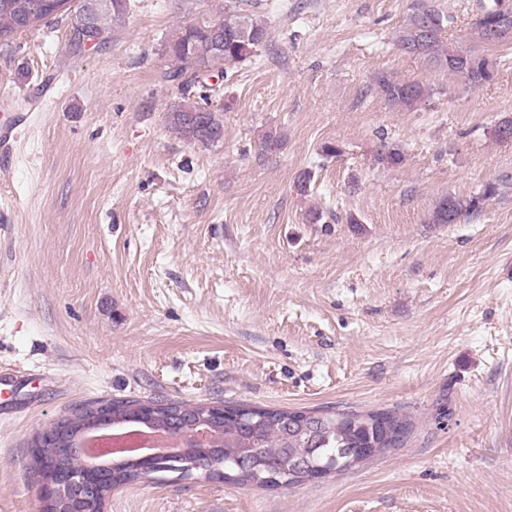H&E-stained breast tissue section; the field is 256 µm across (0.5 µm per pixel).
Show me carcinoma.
I'll list each match as a JSON object with an SVG mask.
<instances>
[{"instance_id":"obj_1","label":"carcinoma","mask_w":512,"mask_h":512,"mask_svg":"<svg viewBox=\"0 0 512 512\" xmlns=\"http://www.w3.org/2000/svg\"><path fill=\"white\" fill-rule=\"evenodd\" d=\"M128 0H110L109 9L98 14L90 11L91 0H0V44H9L15 37L52 20L68 19L66 53L79 59L85 55V41L95 42L102 48L112 41V28L124 21ZM512 24V0H481L473 22L475 39L496 46L491 39L492 30L501 24ZM456 18L438 8L432 0H412L395 41L405 53L423 60L432 67L459 78L471 88L485 87L498 73L499 61L463 48L447 40ZM270 28L261 16L238 9L217 20H202L180 28L163 45V51L173 63L169 78L183 80V84L206 87L201 70L227 66L251 60L260 47L269 41ZM378 93L391 106L413 108L431 96V87L403 81L379 71L373 76ZM167 124L182 139L204 146L215 145L224 139L223 109L210 102V95L194 97L186 90L180 100L170 105ZM499 194V184H486L469 197H442L430 212V224H454L479 212L484 201ZM100 418L122 423L137 419L156 430L168 429L176 414L190 411L195 422H207L224 434V444L215 448H190L185 457H206L215 469L211 478L239 485L270 487L281 483L286 487L320 478V467L343 472L351 467L361 448H395L404 445L413 429L410 420L394 413L368 411L343 413L324 411L295 412L291 409L264 408L252 405L237 406L224 421L217 423L208 418L210 405H188L172 401L157 406L151 415H136L142 400H103ZM96 402L82 405L58 424L66 429L56 438L44 440L30 449L29 469L52 484L63 482L73 470L95 478L91 467L81 456L71 452L87 425L88 410ZM306 418L315 425L316 453L312 465L297 475L286 472V455L304 454V444L290 427L291 420ZM245 450L253 452L254 465L239 471L232 465L235 456ZM173 471L166 461H156L148 470H136V463H113L105 468L107 481L117 488L159 473Z\"/></svg>"}]
</instances>
